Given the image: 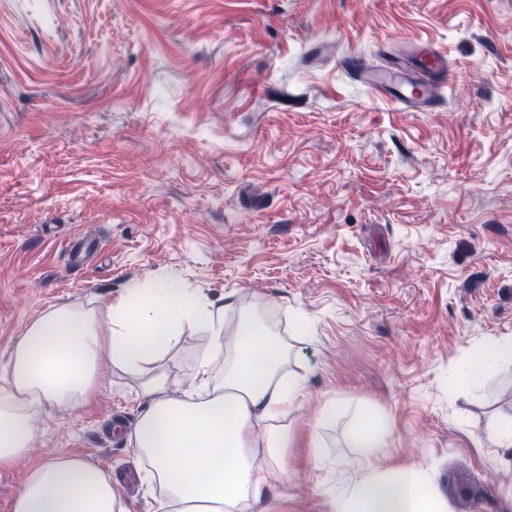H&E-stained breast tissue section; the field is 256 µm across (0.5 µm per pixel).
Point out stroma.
I'll return each instance as SVG.
<instances>
[{
	"label": "stroma",
	"instance_id": "1",
	"mask_svg": "<svg viewBox=\"0 0 512 512\" xmlns=\"http://www.w3.org/2000/svg\"><path fill=\"white\" fill-rule=\"evenodd\" d=\"M419 41L450 65L429 109L344 67ZM167 276L223 307L222 360L253 317L306 380L268 475L279 512H327L364 409L382 471L422 470L449 512H512V448L488 439L512 365L478 391L454 377L512 337V0H0V365L46 310ZM208 346L188 327L164 357L172 396ZM98 374L0 471V512L50 457L145 467L136 377Z\"/></svg>",
	"mask_w": 512,
	"mask_h": 512
}]
</instances>
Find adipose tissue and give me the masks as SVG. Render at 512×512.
Masks as SVG:
<instances>
[{
	"label": "adipose tissue",
	"mask_w": 512,
	"mask_h": 512,
	"mask_svg": "<svg viewBox=\"0 0 512 512\" xmlns=\"http://www.w3.org/2000/svg\"><path fill=\"white\" fill-rule=\"evenodd\" d=\"M189 326L206 329L210 347L197 359L193 388L175 398L163 359ZM223 349L224 324L213 303L176 280L157 279L86 309L45 311L15 338L0 366V470L27 452L46 407L70 409L94 394L106 359L139 379L135 395L143 409L128 443L150 468L136 478L165 489L147 512H274L277 497L266 474L289 446L285 421L305 381L280 375L284 349L254 321L238 327L234 355L219 377L214 361ZM475 357L477 366L457 373L470 388L512 363V338L486 344ZM388 436L360 415L359 469L329 495L328 512H448L418 469L379 472L375 461ZM116 484L91 460H46L30 471L10 512H128Z\"/></svg>",
	"instance_id": "adipose-tissue-1"
}]
</instances>
